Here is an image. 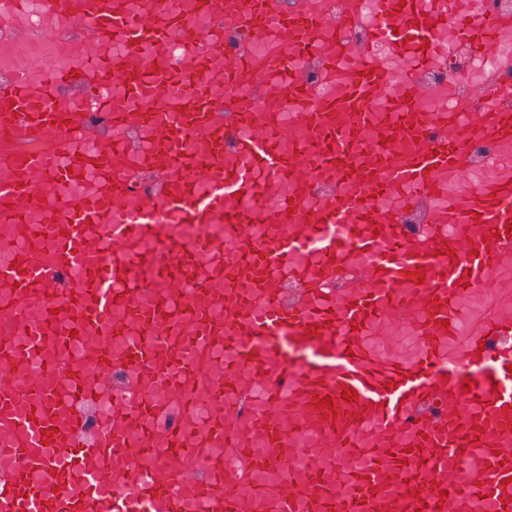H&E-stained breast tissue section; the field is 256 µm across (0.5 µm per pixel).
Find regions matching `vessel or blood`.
<instances>
[{"label":"vessel or blood","instance_id":"1","mask_svg":"<svg viewBox=\"0 0 512 512\" xmlns=\"http://www.w3.org/2000/svg\"><path fill=\"white\" fill-rule=\"evenodd\" d=\"M354 2L229 0L233 23L207 29L177 0H45L72 25L39 37L128 53L0 75V137H28L0 156V512H512V317L493 293L461 306L512 267V174L437 206L468 174L471 135L464 113L425 106L423 82L448 43L493 56L504 24L470 0H373L354 48ZM178 32L196 72L136 70L131 53L169 54ZM260 37L305 69L255 67ZM380 46L407 63L391 94ZM310 69L344 84L315 97ZM244 82L260 96L239 97ZM271 94L297 108L293 144ZM158 97L166 109L138 115L154 138L132 141L128 107ZM472 105L478 132L512 145V88ZM50 129L54 149L29 148ZM120 155L135 167L117 172ZM90 174V194L39 193ZM218 222L225 235L207 233ZM413 308L418 342L395 347ZM78 340L88 358L66 363Z\"/></svg>","mask_w":512,"mask_h":512}]
</instances>
